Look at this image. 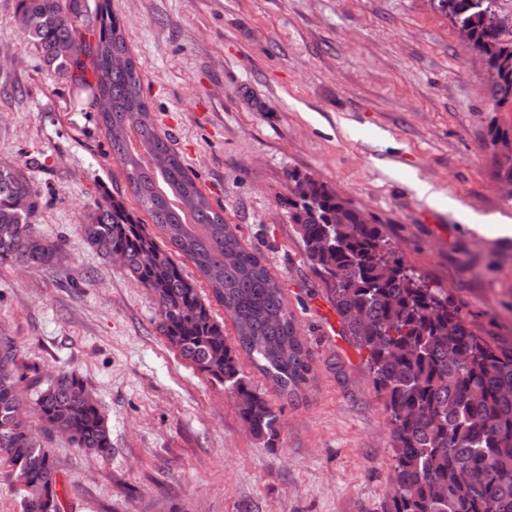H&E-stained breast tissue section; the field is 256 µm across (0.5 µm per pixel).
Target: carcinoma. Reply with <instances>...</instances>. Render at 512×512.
Wrapping results in <instances>:
<instances>
[{
  "instance_id": "obj_1",
  "label": "carcinoma",
  "mask_w": 512,
  "mask_h": 512,
  "mask_svg": "<svg viewBox=\"0 0 512 512\" xmlns=\"http://www.w3.org/2000/svg\"><path fill=\"white\" fill-rule=\"evenodd\" d=\"M77 2L21 0L19 29L50 70L89 89L125 189L167 245H158L120 191L84 214L82 236L105 258L124 255L123 272L154 295L167 342L234 394L252 435L271 440L278 415L245 376L239 352L293 398L309 381L310 351L260 255L240 242L158 134L120 20L98 2L90 21ZM437 7L485 62L496 105H512V39L491 31L487 19L496 0H437ZM490 137L497 175L512 182V133L494 128ZM290 179L288 217L344 335L368 352L366 368L383 399L393 440L387 512H512V346L479 334L448 289L409 266L363 210L307 174ZM38 206L30 179L0 168L1 264L37 270L61 262L62 241L31 227ZM178 256L195 265L232 317L234 344ZM18 379L17 349L1 339L0 460L25 487L23 512H60L55 460L28 424ZM35 410L46 429L76 447L111 454L107 421L76 371L60 372L39 391Z\"/></svg>"
}]
</instances>
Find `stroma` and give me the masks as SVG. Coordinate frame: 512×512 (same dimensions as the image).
Masks as SVG:
<instances>
[{"instance_id":"stroma-1","label":"stroma","mask_w":512,"mask_h":512,"mask_svg":"<svg viewBox=\"0 0 512 512\" xmlns=\"http://www.w3.org/2000/svg\"><path fill=\"white\" fill-rule=\"evenodd\" d=\"M158 132L281 286L312 353L298 399L250 361L279 417L252 436L228 390L181 359L154 297L83 240L124 184L91 99L41 61L0 0V163L31 178L55 267L0 264V337L33 404L59 370L98 399L112 453L29 425L50 448L61 512H386L392 440L365 354L343 336L282 201L310 174L373 216L468 320L512 344V198L491 129H512L481 57L430 0H110ZM430 186L432 196L422 195Z\"/></svg>"}]
</instances>
